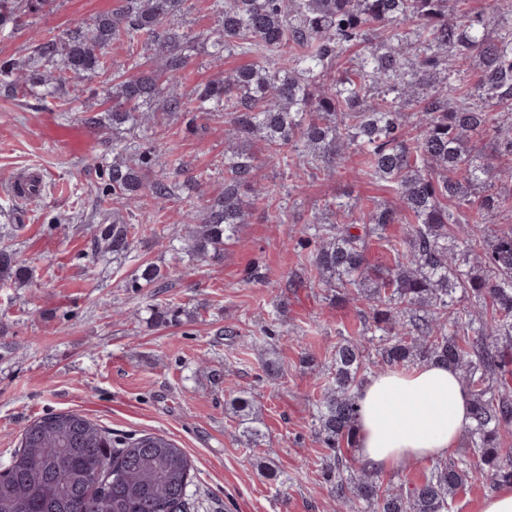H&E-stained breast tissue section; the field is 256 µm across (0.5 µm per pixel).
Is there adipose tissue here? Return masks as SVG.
Instances as JSON below:
<instances>
[{
	"label": "adipose tissue",
	"mask_w": 512,
	"mask_h": 512,
	"mask_svg": "<svg viewBox=\"0 0 512 512\" xmlns=\"http://www.w3.org/2000/svg\"><path fill=\"white\" fill-rule=\"evenodd\" d=\"M470 397L440 363L370 377L358 393L357 455L370 470L447 457L470 425Z\"/></svg>",
	"instance_id": "1"
}]
</instances>
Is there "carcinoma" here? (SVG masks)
<instances>
[{"label":"carcinoma","instance_id":"1","mask_svg":"<svg viewBox=\"0 0 512 512\" xmlns=\"http://www.w3.org/2000/svg\"><path fill=\"white\" fill-rule=\"evenodd\" d=\"M49 0H0V27L22 8ZM182 0H122L114 11L61 37L38 40L39 60L63 68L17 76L0 66L14 96H42L73 76L108 72L115 41L162 57L158 72L130 76L112 88V129L150 130L188 112H224V192L202 211H182L180 251L218 258L247 223L245 194L256 189L257 164L247 144L258 139L270 157L288 149L289 166L333 174L355 152L368 173L394 187L397 203L354 217L334 200L336 221L316 211L295 245L339 302H361L367 342L334 346L333 367L313 419L331 450L324 473L336 506L362 512H452L474 482L512 485V0H493L489 14L456 13L450 0H216L219 28L208 35L212 56L259 61L195 89L176 90L193 37L171 27ZM351 74L336 75L349 47ZM473 70L472 92L457 96L461 73ZM170 165L163 143L138 136L112 144L107 182L97 194L112 222L97 225L94 249L126 256L135 227L120 214L147 190L161 203L177 184L149 180ZM412 217L404 238L390 242L391 265L376 270L370 239ZM459 239L454 251L448 241ZM25 282L29 269L0 245V278ZM168 274L148 265L130 287L165 286ZM438 362L455 369L471 399L474 461H437L411 485L385 487L353 465L342 446L355 439L357 391L379 369ZM247 441L263 437L245 395L230 400ZM0 476V512H181L192 463L172 440L154 433L115 439L77 412L33 420Z\"/></svg>","mask_w":512,"mask_h":512}]
</instances>
